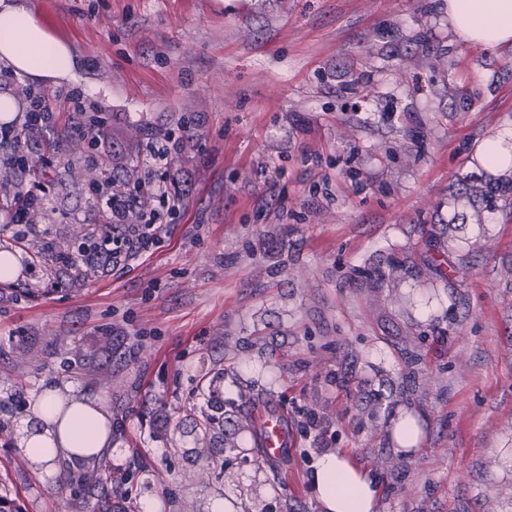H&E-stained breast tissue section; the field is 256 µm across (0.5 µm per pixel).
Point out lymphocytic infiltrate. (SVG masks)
I'll return each instance as SVG.
<instances>
[{
	"label": "lymphocytic infiltrate",
	"instance_id": "obj_1",
	"mask_svg": "<svg viewBox=\"0 0 512 512\" xmlns=\"http://www.w3.org/2000/svg\"><path fill=\"white\" fill-rule=\"evenodd\" d=\"M22 94L27 101L23 120L0 124V145L19 144L22 135L53 127L56 111L52 102L56 99L68 103L78 127H85L87 110L80 91L62 90L52 98L26 87ZM184 142V137L170 132L156 136L144 163L147 174L135 181L104 173L102 181L95 185L96 201L106 216L103 228L71 252L53 254V262L71 269L80 262L96 258L112 264L113 268L125 269L159 248L169 220L184 207V195L170 175ZM42 191L41 183L36 182L26 191L23 202L0 205V221L17 227V244L26 242L25 229L32 226L34 215L43 208Z\"/></svg>",
	"mask_w": 512,
	"mask_h": 512
}]
</instances>
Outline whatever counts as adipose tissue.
<instances>
[{
  "mask_svg": "<svg viewBox=\"0 0 512 512\" xmlns=\"http://www.w3.org/2000/svg\"><path fill=\"white\" fill-rule=\"evenodd\" d=\"M448 21L457 40L495 49L512 43V0H448ZM0 64L37 80L74 78L78 60L21 0H0ZM37 429H23L18 448L52 471L61 461H91L112 444V417L94 404L64 403L57 390L35 397ZM311 486L325 512H376V482L347 459L332 453L312 464Z\"/></svg>",
  "mask_w": 512,
  "mask_h": 512,
  "instance_id": "1",
  "label": "adipose tissue"
}]
</instances>
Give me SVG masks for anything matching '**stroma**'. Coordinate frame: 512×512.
Segmentation results:
<instances>
[{
  "label": "stroma",
  "instance_id": "obj_1",
  "mask_svg": "<svg viewBox=\"0 0 512 512\" xmlns=\"http://www.w3.org/2000/svg\"><path fill=\"white\" fill-rule=\"evenodd\" d=\"M28 4L81 62L42 89H80L105 130L69 157L64 109L22 139L52 216L34 246L69 251L94 219L90 158L123 174L148 128L182 120L192 138L173 167L187 212L152 256L83 279L24 253L0 280V512H97L67 464L42 481L17 447L48 387L111 414V512H323L324 452L376 481L377 512H512V174L478 154L512 129V45L457 41L448 0ZM439 250L444 282L422 264ZM391 252L420 275L356 276ZM410 339L432 392L384 397ZM227 399L283 413L287 454L265 460L252 429L248 460L198 436ZM409 413L404 450L390 431Z\"/></svg>",
  "mask_w": 512,
  "mask_h": 512
}]
</instances>
